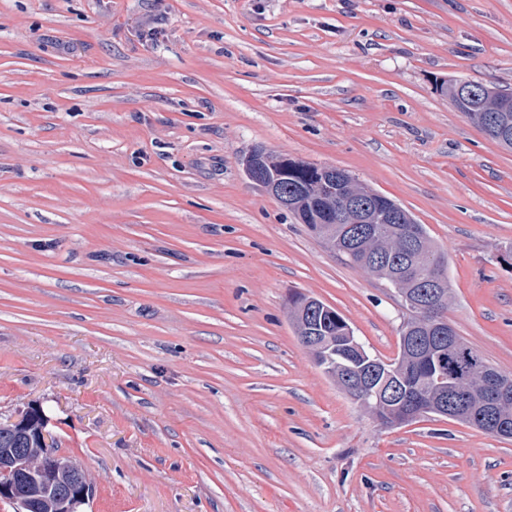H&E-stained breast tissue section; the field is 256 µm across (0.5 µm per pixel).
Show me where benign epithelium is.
I'll list each match as a JSON object with an SVG mask.
<instances>
[{
  "mask_svg": "<svg viewBox=\"0 0 512 512\" xmlns=\"http://www.w3.org/2000/svg\"><path fill=\"white\" fill-rule=\"evenodd\" d=\"M267 152L252 151L245 159L247 176L268 192L275 184L268 181L264 167ZM344 209L350 213L343 224L332 211L323 213L320 232L327 238L336 237L342 252L360 250L376 236L373 208L355 199H346ZM400 249L416 260L421 240L413 233L397 238ZM410 279L412 296H405L407 314H416L413 326L403 321L401 330H414L417 335L405 341L397 356L384 360L368 355L346 330L347 346L363 365L339 364L336 378L344 389L354 394L360 407L384 426L407 424L431 416L445 417L480 427L488 419L512 404V376L492 369L472 348L455 336L447 321L425 318V311L446 297L447 279L430 271L415 272V265L398 269L395 281ZM319 305L299 312L303 339L316 338L313 324ZM416 362H431L437 371L416 386L407 383L409 367ZM482 388L480 411L473 410L471 384ZM6 425L21 436L33 439L35 448H0V501L13 506L14 512H82L92 490L84 471L71 460H62L54 452L48 420L37 408L30 407L20 417Z\"/></svg>",
  "mask_w": 512,
  "mask_h": 512,
  "instance_id": "1",
  "label": "benign epithelium"
}]
</instances>
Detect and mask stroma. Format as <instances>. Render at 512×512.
<instances>
[{"mask_svg": "<svg viewBox=\"0 0 512 512\" xmlns=\"http://www.w3.org/2000/svg\"><path fill=\"white\" fill-rule=\"evenodd\" d=\"M452 79L512 89V0H0V422L43 409L86 512H512V439L381 427L315 365L289 293L384 360L400 298L244 170L396 200L512 375V150ZM460 82L461 80H450L448 83L443 82L440 88L442 91L445 90L446 93H448V97L458 112H463V114L477 127L483 125L484 133L499 142L496 139L494 131L490 130L477 115L478 113H487V116H490L493 113H497L504 107L497 94L499 87L496 85L478 82L479 87L482 88V95L478 96L476 99L463 98L459 97L457 93V88ZM501 145L504 146L503 144ZM504 147L512 149L507 146ZM267 152L252 151L245 159L244 168L247 176L257 184L263 186L274 196L275 183L269 182L264 167ZM267 168L273 176H276L280 190L295 195L299 213L293 214L302 224H307L313 234H315L316 219L320 215V210L315 207L335 206L340 197L369 196V192L372 191L361 186L349 174V179L344 184L335 183L326 175L324 176L318 166L285 156L268 154Z\"/></svg>", "mask_w": 512, "mask_h": 512, "instance_id": "stroma-1", "label": "stroma"}]
</instances>
